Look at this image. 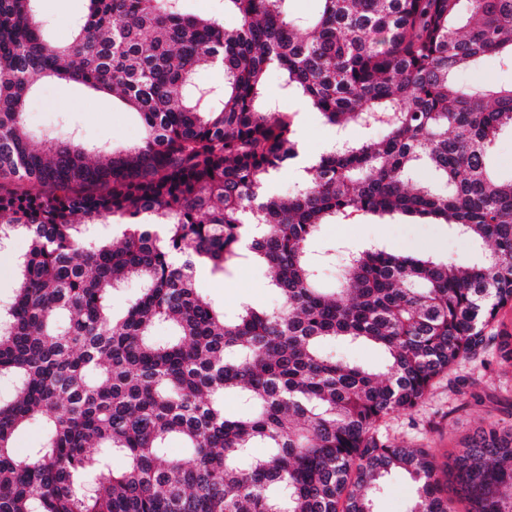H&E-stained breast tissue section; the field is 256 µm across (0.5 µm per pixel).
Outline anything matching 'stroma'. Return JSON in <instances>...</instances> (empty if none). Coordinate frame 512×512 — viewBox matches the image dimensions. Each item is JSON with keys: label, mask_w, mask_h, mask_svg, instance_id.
Here are the masks:
<instances>
[{"label": "stroma", "mask_w": 512, "mask_h": 512, "mask_svg": "<svg viewBox=\"0 0 512 512\" xmlns=\"http://www.w3.org/2000/svg\"><path fill=\"white\" fill-rule=\"evenodd\" d=\"M85 13L86 0H39V16L51 38L60 43L71 39L76 20ZM282 84L280 71L269 68L263 95L275 99L281 112L303 111L304 120L294 124L293 132L310 156L319 157L339 133L353 140L382 138L381 130L355 125L336 131L317 112L305 108L301 98L286 95ZM26 121L38 132L73 130L86 143H108L116 148L137 144L143 136V124L137 113L117 100L111 102L109 109H102L99 95L76 83H40L28 102ZM366 245H382L394 253L430 255L442 260L463 257L474 261L479 257L475 247L467 245L448 225L400 216L323 224L309 243L317 253L337 246ZM268 282L266 269L249 261L241 262L225 275L210 273L203 267L197 276L200 293L229 319L236 317L245 304L260 311L282 306V297L269 288ZM491 422L512 425V362L504 361L493 344L437 379L417 408L380 421L377 434L409 448L428 449L442 468L467 434ZM417 489L405 472L392 473L374 502L375 512H408Z\"/></svg>", "instance_id": "stroma-1"}]
</instances>
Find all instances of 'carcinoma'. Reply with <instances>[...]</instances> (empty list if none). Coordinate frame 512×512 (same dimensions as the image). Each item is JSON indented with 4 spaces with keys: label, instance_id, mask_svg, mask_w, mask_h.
<instances>
[{
    "label": "carcinoma",
    "instance_id": "carcinoma-1",
    "mask_svg": "<svg viewBox=\"0 0 512 512\" xmlns=\"http://www.w3.org/2000/svg\"><path fill=\"white\" fill-rule=\"evenodd\" d=\"M37 2L0 0V241L28 239L0 305V379L14 386L0 399V512H373L394 470L419 484L409 512H451L428 452L375 427L490 341L512 361V335L491 332L512 305V180L486 162L512 131V88L454 80L486 55L512 58V0H318L306 20L289 0H222L231 30L180 0H89L65 45L45 37ZM218 64L221 89L194 82ZM271 66L326 123L385 135L324 152L294 193L267 194L299 157L292 115L260 103ZM48 76L121 100L141 141L35 135L25 109ZM419 164L448 194L409 184ZM353 215L442 221L489 255L348 249L324 291L336 252L309 240ZM109 222L120 238L88 239ZM250 258L284 304L228 319L197 270ZM129 279L143 288L117 320L112 290ZM333 340L378 347L386 374L328 356ZM31 422L45 443L21 455ZM173 436L191 463L167 457ZM111 455L127 467L111 470ZM448 475L466 512H512V427L468 436Z\"/></svg>",
    "mask_w": 512,
    "mask_h": 512
}]
</instances>
